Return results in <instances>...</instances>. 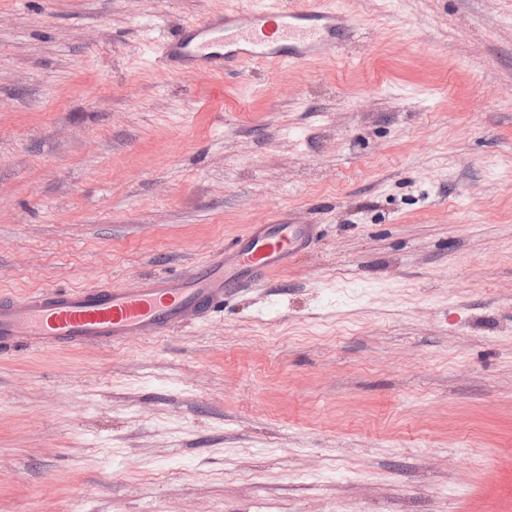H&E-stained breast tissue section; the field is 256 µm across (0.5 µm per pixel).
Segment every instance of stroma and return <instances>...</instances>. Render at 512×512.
Segmentation results:
<instances>
[{
	"label": "stroma",
	"instance_id": "35a3bbf8",
	"mask_svg": "<svg viewBox=\"0 0 512 512\" xmlns=\"http://www.w3.org/2000/svg\"><path fill=\"white\" fill-rule=\"evenodd\" d=\"M253 2L0 0V291L133 288L315 227L211 320L0 352V512H498L512 0H335L363 35L334 57L158 67Z\"/></svg>",
	"mask_w": 512,
	"mask_h": 512
}]
</instances>
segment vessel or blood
<instances>
[{"mask_svg":"<svg viewBox=\"0 0 512 512\" xmlns=\"http://www.w3.org/2000/svg\"><path fill=\"white\" fill-rule=\"evenodd\" d=\"M358 35L329 0H273L186 24L162 44L157 61L169 71L234 75L254 63L328 57ZM313 237L311 225L275 224L248 232L179 277L159 274L133 288L45 287L21 297L1 292L0 349L118 344L211 319L234 289L261 283Z\"/></svg>","mask_w":512,"mask_h":512,"instance_id":"1","label":"vessel or blood"}]
</instances>
